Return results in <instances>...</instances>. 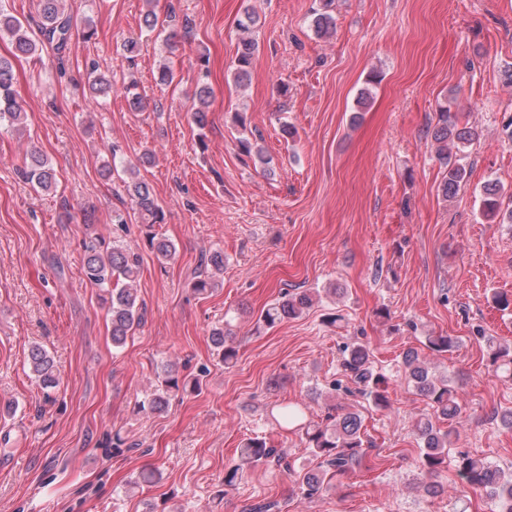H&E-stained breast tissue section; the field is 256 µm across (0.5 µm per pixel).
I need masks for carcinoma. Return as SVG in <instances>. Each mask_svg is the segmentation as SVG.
Listing matches in <instances>:
<instances>
[{
    "instance_id": "cac0c4a2",
    "label": "carcinoma",
    "mask_w": 512,
    "mask_h": 512,
    "mask_svg": "<svg viewBox=\"0 0 512 512\" xmlns=\"http://www.w3.org/2000/svg\"><path fill=\"white\" fill-rule=\"evenodd\" d=\"M63 0H39L41 24L40 35L52 45L57 54H63L76 27L71 15L62 8ZM330 2L326 0L323 11L315 12L313 24L317 34L326 35L333 29L335 19L328 12ZM259 18L248 13L239 21L242 36L238 40L236 51V68L234 78L238 82L249 80L253 66L257 41L252 37L253 28ZM7 36L12 44V56L28 57L39 50V44L31 33L23 27L21 21L0 7V37ZM13 64L11 60L0 57V125L20 129L25 123L26 112L18 101L14 88ZM210 88L203 84L196 93L197 105L191 112V120L198 127L207 122V103ZM476 137L473 129L459 122L457 115L448 112V107H440L438 122L431 131V138L436 144L438 159L447 168L439 191L443 199L455 198L466 183L467 170L459 163L458 153L469 146ZM128 180L124 181V190L131 208L138 213L142 223L157 224L161 214L150 185L138 177L136 168L125 169ZM25 177L41 189L49 190L56 182V173L40 154L32 152L27 155ZM482 212L490 219H496L507 207L512 219V194H503L502 187L490 182L483 187L481 199ZM156 258L162 265L170 262L176 255L172 241L160 238L152 243ZM207 262L214 273L193 282L192 288L199 294L219 286L216 275L224 271V252L214 250L207 256ZM141 257L128 244L112 242V247L103 252L91 246L83 257V269L89 282L102 291L101 300L111 315L112 344L121 347L143 319L142 307L138 303L134 283L139 273ZM314 302V297L306 291L284 292L274 303L269 305L260 316L264 326L272 328L285 320L300 317ZM212 343L217 355L224 364L229 365L237 358L236 347L229 342L228 332L216 327L211 333ZM490 359L506 372L512 371V346L502 345L491 336H483ZM425 346L431 352L445 353L455 346L450 336H427ZM343 367L350 379L358 385V391L368 392L372 404L377 409L388 407L385 380L374 374L367 347L354 342L343 351ZM29 370L41 382L44 388H54L58 384L57 369L54 359L41 346H32L27 355ZM405 376L415 390L428 400L438 418L448 422V429L443 430L428 416L420 417L415 425L416 435L421 443L419 468L422 479L417 488L427 495H436L441 487L427 478L436 475L448 461V454L457 436L456 425L462 418V407L458 392L449 383L448 377L434 374L429 363L421 354L407 349L402 355ZM164 385L155 389L149 402L153 411H161L168 404L171 389L182 388L196 391L201 388V378L180 381L175 377L163 379ZM278 414L287 422H296L304 431L308 448L320 459L317 467L302 476L298 494L305 500L323 497L331 487V480L336 475L345 474L358 466L364 455V441L361 435L362 416L355 411H345L330 418L325 425L308 421L304 412L297 406H285ZM240 464L234 465L224 473V486L233 487L242 477L243 466L274 463L278 466L284 462V455L278 449L267 445L263 439L247 440L239 448ZM454 467L466 486L490 499L496 512H512V471H505L484 458L458 451L454 456Z\"/></svg>"
}]
</instances>
